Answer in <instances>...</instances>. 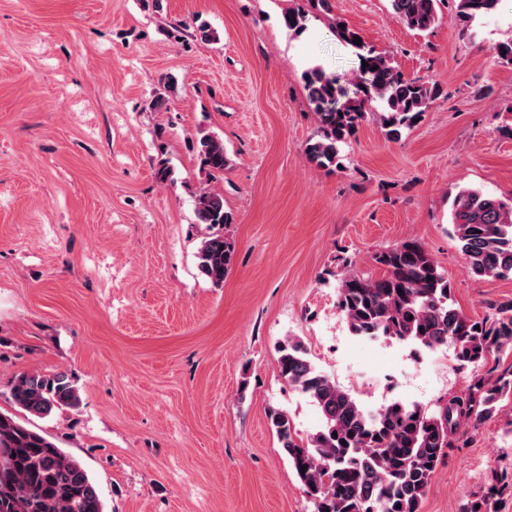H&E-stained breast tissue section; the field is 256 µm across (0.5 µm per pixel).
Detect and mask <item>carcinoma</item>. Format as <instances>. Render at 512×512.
Wrapping results in <instances>:
<instances>
[{
  "instance_id": "carcinoma-1",
  "label": "carcinoma",
  "mask_w": 512,
  "mask_h": 512,
  "mask_svg": "<svg viewBox=\"0 0 512 512\" xmlns=\"http://www.w3.org/2000/svg\"><path fill=\"white\" fill-rule=\"evenodd\" d=\"M304 8L284 13V24L301 31L308 17L328 16L331 0H306ZM394 13L411 31L424 34L443 21L442 0H390ZM454 19L469 23L497 8L500 0H454ZM336 38L356 50L367 66L354 96L336 86L320 68L305 74L309 101L318 118L316 135L306 144L310 162L330 169L339 165L342 146L373 115L387 139L398 141L416 126L441 96L436 82L408 78L383 54L353 39L359 33L340 27ZM496 64L512 68V38L494 47ZM178 80L167 78L150 109L163 112L179 95ZM199 168L210 179L224 176L230 160L217 135L199 131L193 143ZM194 210L206 233L197 252L200 276L224 284L234 244L224 234L233 216L224 194L205 189L195 196ZM452 236L470 272L478 277L512 276V199L462 188L452 203ZM383 269L379 277L353 270L337 282V307L350 333L359 339H395L420 350L451 345L461 364L481 367L493 355L512 352V301L480 320L454 307L452 287L424 245L406 239L372 257ZM280 376L318 408L321 423L307 437L299 435L288 414L270 408L268 417L281 448L315 512H420L427 487L452 447L461 427L479 428L512 401V364L472 376L458 395L429 412L416 403L393 400L367 411L348 391L321 372L304 344L288 338L279 347ZM13 404L38 417L73 410L78 388L65 371L21 373L10 389ZM505 486L500 478L473 495L464 512H490V501ZM0 512H104L97 487L84 466L40 432L12 414L0 412Z\"/></svg>"
}]
</instances>
